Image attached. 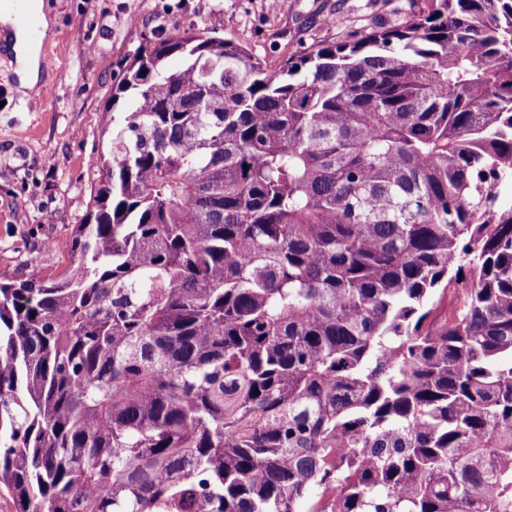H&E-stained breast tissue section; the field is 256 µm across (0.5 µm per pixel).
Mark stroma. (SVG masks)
I'll return each instance as SVG.
<instances>
[{
  "mask_svg": "<svg viewBox=\"0 0 512 512\" xmlns=\"http://www.w3.org/2000/svg\"><path fill=\"white\" fill-rule=\"evenodd\" d=\"M410 0H44L49 29L30 101L0 48V276L55 281L89 211L97 159L110 137L105 107L134 54L155 36L195 31L229 39L275 67L293 53L386 24Z\"/></svg>",
  "mask_w": 512,
  "mask_h": 512,
  "instance_id": "35a3bbf8",
  "label": "stroma"
}]
</instances>
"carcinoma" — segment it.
Wrapping results in <instances>:
<instances>
[{
    "instance_id": "cac0c4a2",
    "label": "carcinoma",
    "mask_w": 512,
    "mask_h": 512,
    "mask_svg": "<svg viewBox=\"0 0 512 512\" xmlns=\"http://www.w3.org/2000/svg\"><path fill=\"white\" fill-rule=\"evenodd\" d=\"M122 97L64 279L0 277L14 512H512V0Z\"/></svg>"
}]
</instances>
